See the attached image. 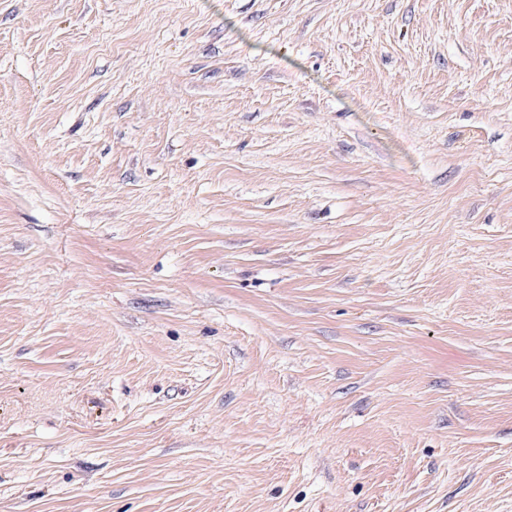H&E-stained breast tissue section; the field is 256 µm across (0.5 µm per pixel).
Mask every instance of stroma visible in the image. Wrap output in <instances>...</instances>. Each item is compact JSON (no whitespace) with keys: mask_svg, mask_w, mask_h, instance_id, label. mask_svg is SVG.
Instances as JSON below:
<instances>
[{"mask_svg":"<svg viewBox=\"0 0 512 512\" xmlns=\"http://www.w3.org/2000/svg\"><path fill=\"white\" fill-rule=\"evenodd\" d=\"M0 512H512V0H0Z\"/></svg>","mask_w":512,"mask_h":512,"instance_id":"1","label":"stroma"}]
</instances>
